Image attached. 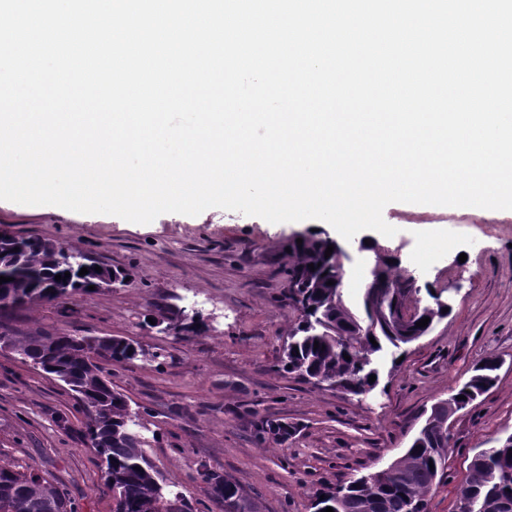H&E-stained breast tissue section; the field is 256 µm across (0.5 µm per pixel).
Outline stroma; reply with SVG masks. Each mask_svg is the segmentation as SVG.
Segmentation results:
<instances>
[{
	"label": "stroma",
	"mask_w": 512,
	"mask_h": 512,
	"mask_svg": "<svg viewBox=\"0 0 512 512\" xmlns=\"http://www.w3.org/2000/svg\"><path fill=\"white\" fill-rule=\"evenodd\" d=\"M383 218L397 233L382 238L381 248L418 285L442 291L452 311L405 346L401 363L385 366L365 397L275 368L296 318L285 246L304 232L338 236L316 219L274 224L210 208L137 224L1 203L0 229L60 244L128 279L2 312L0 334L125 336L151 352L148 360L100 365L140 409L146 454L159 478L182 492L187 512H224L202 480L204 463L238 480L257 512H310L315 492L400 457L426 410L496 356V385L449 421L446 477L428 497L429 512H454L474 455L512 435V211L393 202ZM440 234L447 247L425 255L426 238ZM265 420L297 432L284 444L258 440L254 431ZM87 424L65 384L0 349V464L39 468L77 512H115Z\"/></svg>",
	"instance_id": "obj_1"
}]
</instances>
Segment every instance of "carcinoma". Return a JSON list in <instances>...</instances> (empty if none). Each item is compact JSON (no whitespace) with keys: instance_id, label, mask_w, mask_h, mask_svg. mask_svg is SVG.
Masks as SVG:
<instances>
[{"instance_id":"obj_1","label":"carcinoma","mask_w":512,"mask_h":512,"mask_svg":"<svg viewBox=\"0 0 512 512\" xmlns=\"http://www.w3.org/2000/svg\"><path fill=\"white\" fill-rule=\"evenodd\" d=\"M288 241L290 260L285 270L288 294L299 311L297 322L282 345L277 368L318 386L344 390L355 396L373 392L380 384L384 359L389 351L399 350L427 335L434 322L448 317L442 309L439 293L421 289L415 279L400 267L389 263V256L373 249L375 255L370 278L354 297L345 296L342 282L345 269L336 242L316 234L300 235ZM334 246L325 256L328 246ZM19 251H14V248ZM62 246L37 237L0 236V276L11 281L0 284V296H10L19 304L53 300L65 295V289L86 290L112 269L94 270L96 262L88 258L66 262ZM314 265L309 269L308 265ZM89 273L81 276V268ZM70 272L66 281L55 275ZM334 284H328V281ZM426 291L434 304L414 307L413 315L403 320L402 310L419 302ZM424 317L425 327L416 326ZM375 342H370V339ZM320 348H314V342ZM22 359L34 365H51L66 376L71 390L82 395L80 402L95 422L88 430L92 448L104 467L112 471V481L123 486L124 498L117 512H160L161 495L172 490L160 484L159 477L145 453L147 437L135 430L139 412L130 408L124 395L114 389L94 360L131 363L146 355L133 340L123 336H70L37 334L16 344ZM350 359H345L344 355ZM470 377L448 391V398L431 406L425 423L411 446L391 462L395 476L384 481L367 482L357 478L348 484L315 494L310 503L313 512L331 507L334 512H405L408 503L424 502L434 484L445 476L450 437L448 420L493 388L501 362L495 356L483 359ZM377 380L370 383V375ZM464 399L459 400L457 396ZM266 436L285 443L296 427L267 420L257 428ZM512 437L499 445L479 451L472 459L469 475L460 485L456 502L467 497L488 505L486 512H512ZM210 494L236 503L235 512H256L254 503L235 479L207 483ZM18 502L28 512H75L67 495L31 467L22 470L0 465V512H15Z\"/></svg>"}]
</instances>
